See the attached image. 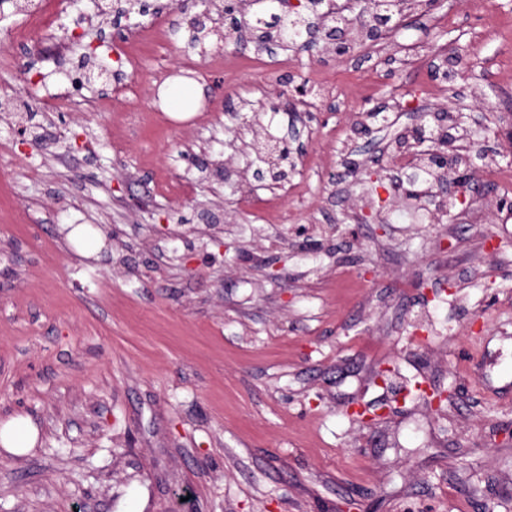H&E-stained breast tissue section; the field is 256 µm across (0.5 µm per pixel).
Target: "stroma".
<instances>
[{
    "mask_svg": "<svg viewBox=\"0 0 512 512\" xmlns=\"http://www.w3.org/2000/svg\"><path fill=\"white\" fill-rule=\"evenodd\" d=\"M145 2L0 22V419L39 430L0 448V512H512V180L475 199L462 167L426 208L389 145L452 109L461 146L512 165V0L408 11L315 58L189 50L180 0ZM155 22L172 37L128 61ZM454 58L468 80L437 71ZM100 67L48 106L62 72ZM169 70L224 95L173 116ZM316 75L335 96L290 106ZM292 121L296 169L256 180ZM430 384L455 406L415 396ZM351 404L386 413L365 427ZM39 431L27 417L16 416L0 425V444L9 453L20 455L34 448Z\"/></svg>",
    "mask_w": 512,
    "mask_h": 512,
    "instance_id": "stroma-1",
    "label": "stroma"
}]
</instances>
